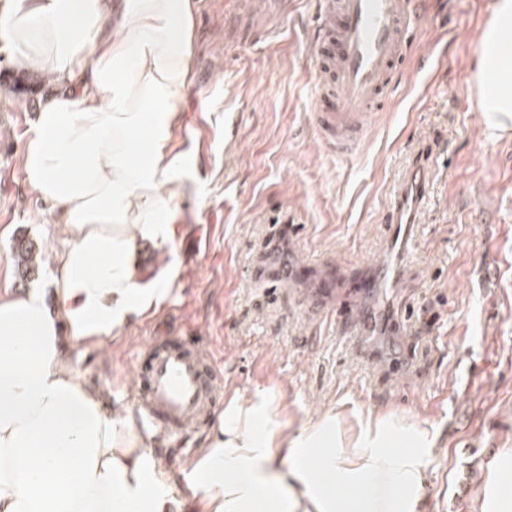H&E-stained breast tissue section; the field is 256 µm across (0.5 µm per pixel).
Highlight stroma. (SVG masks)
I'll return each instance as SVG.
<instances>
[{"label":"stroma","mask_w":512,"mask_h":512,"mask_svg":"<svg viewBox=\"0 0 512 512\" xmlns=\"http://www.w3.org/2000/svg\"><path fill=\"white\" fill-rule=\"evenodd\" d=\"M195 3L192 84L170 143L184 161L172 235L137 262L141 283L164 275L172 291L108 347L71 349L75 371L108 408L134 410L138 352L151 337L195 328L218 361L223 398L268 391L280 430L331 407L428 422L437 436L422 489L428 512H472L482 464L512 448V138L488 137L470 104L495 0H420L390 104L343 159L324 152L310 117L315 0ZM10 55L0 39V291L20 292L33 281L52 287L66 236L20 164L47 86L32 73L27 94L13 92ZM410 167L433 182L415 250L398 288L357 302L401 316L400 331L361 338L327 325L324 304L346 291L316 294L318 281L384 258L389 202ZM23 237L40 250L31 281L13 258ZM294 263L308 277L285 279ZM399 354L408 364L394 377L384 364ZM137 429L182 483L204 428L178 443L145 421Z\"/></svg>","instance_id":"stroma-1"}]
</instances>
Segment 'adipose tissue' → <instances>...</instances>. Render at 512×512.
I'll use <instances>...</instances> for the list:
<instances>
[{
  "label": "adipose tissue",
  "instance_id": "1",
  "mask_svg": "<svg viewBox=\"0 0 512 512\" xmlns=\"http://www.w3.org/2000/svg\"><path fill=\"white\" fill-rule=\"evenodd\" d=\"M194 0H0L12 66L55 83L27 131L25 179L63 224L53 291L0 292V512H426L431 425L325 411L273 430L267 395L229 399L172 485L131 415L105 410L70 345H105L157 311L136 259L167 240L182 167L170 140L191 81ZM512 0L477 39L474 104L512 137ZM474 512H512V448L485 464Z\"/></svg>",
  "mask_w": 512,
  "mask_h": 512
}]
</instances>
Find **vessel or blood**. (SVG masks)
Masks as SVG:
<instances>
[{
    "label": "vessel or blood",
    "instance_id": "obj_1",
    "mask_svg": "<svg viewBox=\"0 0 512 512\" xmlns=\"http://www.w3.org/2000/svg\"><path fill=\"white\" fill-rule=\"evenodd\" d=\"M316 14L309 38L312 122L323 150L346 158L361 150L374 115L393 91L418 25V0H316ZM430 190L427 170L405 175L387 215V256L371 273L350 278L353 292L398 285L416 242V215ZM336 318L363 332L380 325L377 318L356 315L347 300L337 306ZM136 374V404L144 420L171 438L198 426L217 405V362L193 332L149 342L136 360Z\"/></svg>",
    "mask_w": 512,
    "mask_h": 512
}]
</instances>
